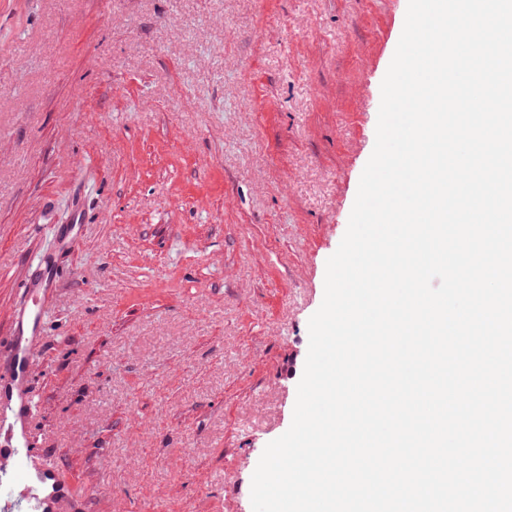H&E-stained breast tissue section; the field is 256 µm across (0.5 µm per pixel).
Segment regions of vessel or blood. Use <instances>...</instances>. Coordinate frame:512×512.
Instances as JSON below:
<instances>
[{
  "instance_id": "b4317fda",
  "label": "vessel or blood",
  "mask_w": 512,
  "mask_h": 512,
  "mask_svg": "<svg viewBox=\"0 0 512 512\" xmlns=\"http://www.w3.org/2000/svg\"><path fill=\"white\" fill-rule=\"evenodd\" d=\"M83 202L70 207V220L55 228L52 242L37 253L22 285L24 302L14 312L5 356L0 357V433L16 445L0 448V512H80L76 484L52 458L38 452L30 427L37 402L30 389L32 368L40 357L36 342L51 314L48 298L60 277V251L83 235Z\"/></svg>"
}]
</instances>
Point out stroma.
<instances>
[{
    "label": "stroma",
    "instance_id": "1",
    "mask_svg": "<svg viewBox=\"0 0 512 512\" xmlns=\"http://www.w3.org/2000/svg\"><path fill=\"white\" fill-rule=\"evenodd\" d=\"M408 0H0V339L97 191L32 376L84 512H252Z\"/></svg>",
    "mask_w": 512,
    "mask_h": 512
}]
</instances>
